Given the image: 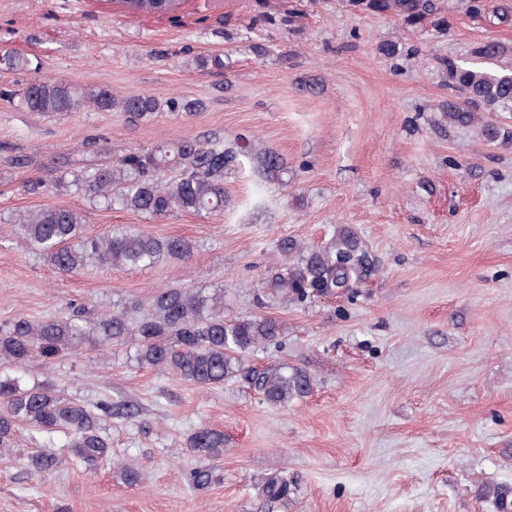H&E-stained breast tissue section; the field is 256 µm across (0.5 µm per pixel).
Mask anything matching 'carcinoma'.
Segmentation results:
<instances>
[{
    "mask_svg": "<svg viewBox=\"0 0 512 512\" xmlns=\"http://www.w3.org/2000/svg\"><path fill=\"white\" fill-rule=\"evenodd\" d=\"M347 6L373 14L391 13L406 25L425 21L445 23L440 0H346ZM182 0H129L125 11L135 14H174ZM32 62L13 50L0 51V70L24 72ZM452 84L467 102L485 107L512 101V44L487 40L478 44L466 65L445 64ZM18 109L41 114H67L91 107L99 112H121L129 121H151L160 104L151 96H119L108 87H88L50 80L30 83L14 94ZM472 111L448 105V121L466 124ZM242 146L181 140L148 151L130 150L115 167H86L77 185L107 209L119 206L148 219L175 212H224V173L244 155ZM259 167L275 176L283 167L273 152L257 156ZM30 249L63 272L89 266L140 269L167 259L185 260L194 250L183 238H160L145 231L114 227L102 236L84 233L82 212L61 207L24 212L15 220ZM278 247L285 262L266 281V296L281 304H303L319 295L348 292L367 271V259L358 238L347 229L319 247H307L284 237ZM96 338L131 346L141 365L171 371L182 380L204 388H218L234 379L248 381L263 400L286 406L312 389L310 375L282 363L262 371L245 368V358L265 346L279 345L280 323L267 316L224 315V290L167 287L155 295L151 312L132 319L127 308L92 319L85 309L73 308L65 317L30 320L18 317L0 325V365L20 367L32 357L51 359ZM129 416L122 401L104 399L85 403L45 386L26 387L9 374H0V447L6 448L24 428L49 437L61 434L72 456L34 454L28 465L36 473L60 465L94 466L112 458V448L102 422ZM192 451L205 458L224 452V434L208 427L189 438ZM194 487L214 481V471L193 468L186 474ZM267 504L288 494V479L270 476L262 480Z\"/></svg>",
    "mask_w": 512,
    "mask_h": 512,
    "instance_id": "1",
    "label": "carcinoma"
}]
</instances>
